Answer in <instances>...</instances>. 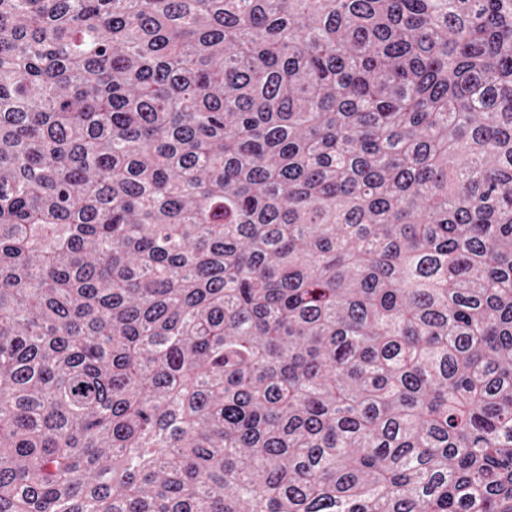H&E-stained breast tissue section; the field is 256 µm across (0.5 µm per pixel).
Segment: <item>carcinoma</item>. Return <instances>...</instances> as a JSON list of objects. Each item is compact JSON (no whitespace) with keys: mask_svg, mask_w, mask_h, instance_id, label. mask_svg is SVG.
Returning a JSON list of instances; mask_svg holds the SVG:
<instances>
[{"mask_svg":"<svg viewBox=\"0 0 512 512\" xmlns=\"http://www.w3.org/2000/svg\"><path fill=\"white\" fill-rule=\"evenodd\" d=\"M0 512H512V0H0Z\"/></svg>","mask_w":512,"mask_h":512,"instance_id":"1","label":"carcinoma"}]
</instances>
